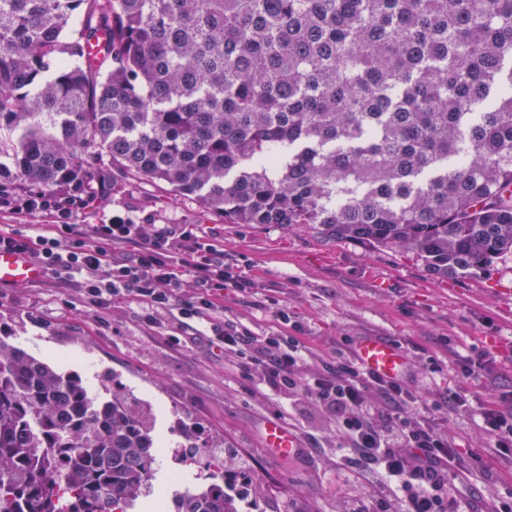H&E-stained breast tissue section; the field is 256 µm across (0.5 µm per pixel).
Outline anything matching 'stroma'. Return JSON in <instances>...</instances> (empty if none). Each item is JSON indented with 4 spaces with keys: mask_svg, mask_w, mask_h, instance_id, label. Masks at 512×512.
<instances>
[{
    "mask_svg": "<svg viewBox=\"0 0 512 512\" xmlns=\"http://www.w3.org/2000/svg\"><path fill=\"white\" fill-rule=\"evenodd\" d=\"M116 215L148 224H197L223 234L226 262L238 264L252 284L247 297L225 292L224 312L255 334L273 327L269 302L274 299L306 325L316 356L330 358L344 336L397 339L408 370L417 374L426 367V355L447 360L438 340L449 336L459 347L499 354L502 361L491 366L490 379L498 391L512 392V259L481 275L442 278L406 251L336 240L311 224H229L195 199L176 200L163 185L135 180L127 181L114 203L76 221L106 224ZM3 327L36 337L41 356L87 379L111 370L138 398L152 403L160 433H167L176 413L212 437V451H248L262 479L264 512H281L290 502L303 512H336L344 486L330 450L306 441L319 432L315 421L289 417L285 400L251 391L225 373L203 339L178 332L169 319L147 326L132 303L100 320L83 306L77 289L43 277L0 288ZM271 419L302 439L301 452L269 456L264 426ZM461 436L469 446L465 470L476 477L493 470L512 485V461L492 452L474 428L463 429Z\"/></svg>",
    "mask_w": 512,
    "mask_h": 512,
    "instance_id": "stroma-1",
    "label": "stroma"
}]
</instances>
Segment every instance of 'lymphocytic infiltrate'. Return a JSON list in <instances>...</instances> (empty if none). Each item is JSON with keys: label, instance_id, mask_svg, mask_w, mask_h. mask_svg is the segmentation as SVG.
<instances>
[{"label": "lymphocytic infiltrate", "instance_id": "obj_1", "mask_svg": "<svg viewBox=\"0 0 512 512\" xmlns=\"http://www.w3.org/2000/svg\"><path fill=\"white\" fill-rule=\"evenodd\" d=\"M0 231V250L21 253L44 276L75 283L98 312L137 304L146 322L170 315L178 328L208 324L207 342L225 369L257 390L288 402L292 416L315 417L336 444V472L345 489L336 512H512V485L485 473V497L474 496L462 468L456 425L475 424L494 450L512 458V394L470 408L460 387L443 382V365L428 356L422 383L386 377L355 357L343 338L331 360H317L306 331L287 306L274 305L275 328L258 336L224 315V291L247 294L251 283L224 262V250L194 224L72 223ZM132 247L129 256L119 247ZM252 459L224 451V494L255 504Z\"/></svg>", "mask_w": 512, "mask_h": 512}]
</instances>
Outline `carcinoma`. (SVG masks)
Masks as SVG:
<instances>
[{
  "mask_svg": "<svg viewBox=\"0 0 512 512\" xmlns=\"http://www.w3.org/2000/svg\"><path fill=\"white\" fill-rule=\"evenodd\" d=\"M77 23H72L73 17ZM0 194L163 183L231 224H316L439 276L512 256V0H0ZM0 332V512H130L150 403ZM153 512H230L224 474Z\"/></svg>",
  "mask_w": 512,
  "mask_h": 512,
  "instance_id": "1",
  "label": "carcinoma"
}]
</instances>
